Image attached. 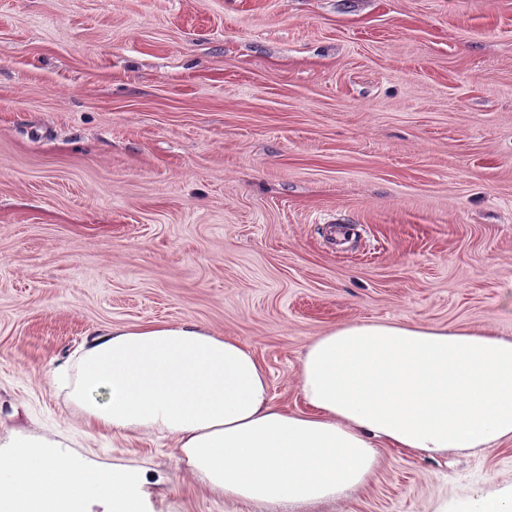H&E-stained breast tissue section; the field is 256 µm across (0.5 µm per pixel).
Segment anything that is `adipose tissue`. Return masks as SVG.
Segmentation results:
<instances>
[{"instance_id": "ef3b65f1", "label": "adipose tissue", "mask_w": 512, "mask_h": 512, "mask_svg": "<svg viewBox=\"0 0 512 512\" xmlns=\"http://www.w3.org/2000/svg\"><path fill=\"white\" fill-rule=\"evenodd\" d=\"M306 408L272 399L241 341L190 323L96 332L60 385L84 422L172 442L196 480L229 502L310 503L361 486L377 448L421 457L512 443V338L407 321H350L308 342L297 376ZM134 474L76 470L12 443L0 507L140 512Z\"/></svg>"}]
</instances>
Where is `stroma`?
<instances>
[{
	"label": "stroma",
	"instance_id": "stroma-1",
	"mask_svg": "<svg viewBox=\"0 0 512 512\" xmlns=\"http://www.w3.org/2000/svg\"><path fill=\"white\" fill-rule=\"evenodd\" d=\"M356 320L512 337V0H0V457L137 470L144 512L512 491V445L382 448L345 497L232 505L55 381L96 331L189 322L300 410L306 344Z\"/></svg>",
	"mask_w": 512,
	"mask_h": 512
}]
</instances>
